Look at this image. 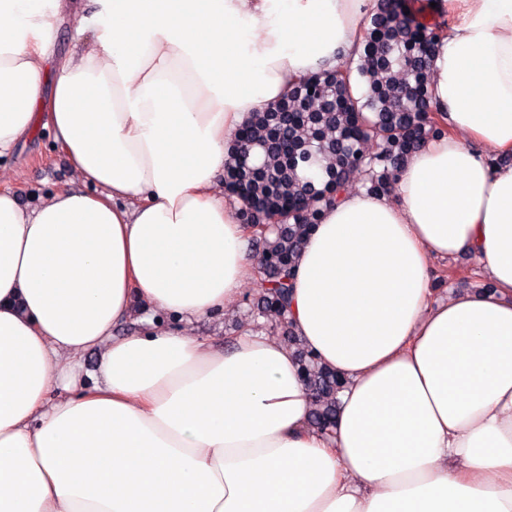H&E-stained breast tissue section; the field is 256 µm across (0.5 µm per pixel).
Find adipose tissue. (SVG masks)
Here are the masks:
<instances>
[{"label":"adipose tissue","instance_id":"adipose-tissue-1","mask_svg":"<svg viewBox=\"0 0 512 512\" xmlns=\"http://www.w3.org/2000/svg\"><path fill=\"white\" fill-rule=\"evenodd\" d=\"M93 2L58 57L76 0H0V157L50 65L45 123L80 181L33 207L0 192V512H512V165L470 148L512 154V0H440L448 135L394 197L323 205L299 252L288 319L344 379L328 435L285 345L188 327L255 265L230 133L358 53L366 0ZM464 251L493 292L432 304L430 259ZM138 303L181 328L114 338ZM83 9L85 5L83 4ZM79 8L74 12H71L68 17L61 22L56 29L55 39V52L56 55H66L73 51L74 40L73 37L78 27L82 25V17L84 16V10Z\"/></svg>","mask_w":512,"mask_h":512}]
</instances>
